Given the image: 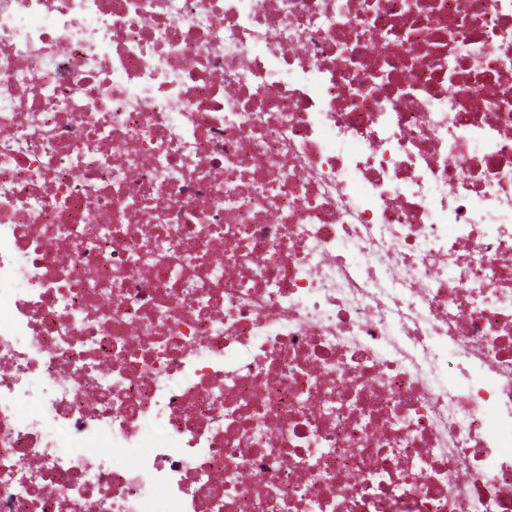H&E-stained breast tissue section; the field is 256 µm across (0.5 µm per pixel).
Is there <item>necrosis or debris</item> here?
Here are the masks:
<instances>
[{
  "instance_id": "necrosis-or-debris-1",
  "label": "necrosis or debris",
  "mask_w": 512,
  "mask_h": 512,
  "mask_svg": "<svg viewBox=\"0 0 512 512\" xmlns=\"http://www.w3.org/2000/svg\"><path fill=\"white\" fill-rule=\"evenodd\" d=\"M0 512H512V0H0Z\"/></svg>"
}]
</instances>
